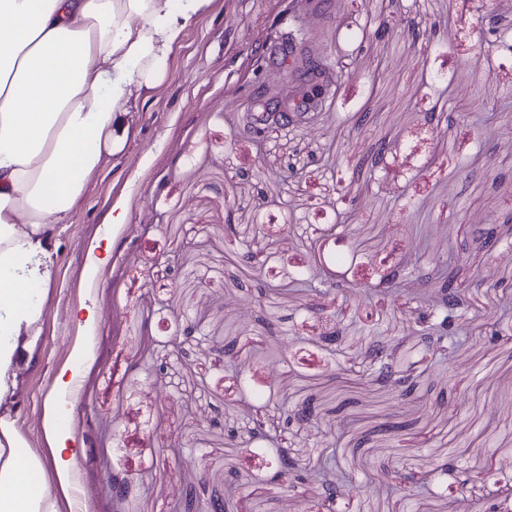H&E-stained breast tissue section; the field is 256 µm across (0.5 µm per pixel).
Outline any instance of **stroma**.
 Instances as JSON below:
<instances>
[{"mask_svg":"<svg viewBox=\"0 0 512 512\" xmlns=\"http://www.w3.org/2000/svg\"><path fill=\"white\" fill-rule=\"evenodd\" d=\"M288 5L213 0L161 64L124 146L88 178L72 223L55 227V277L11 415L50 462L45 400L59 369L78 367L66 427L79 456L59 512H189L192 500L470 512L476 499L512 500V53L481 21L512 26V0H307V37L290 50ZM385 23L395 34H379ZM350 29L369 37L347 43ZM278 52L299 86L316 65L341 72L312 115L316 134L249 128L251 114L285 109L262 75ZM119 204L127 221L114 224ZM474 224L495 229L491 246ZM106 232L112 252L96 273L88 250ZM319 252L356 254L341 286L282 291ZM441 261L465 334L444 355L406 333L422 299L378 285L408 266L434 277ZM85 304L99 317L76 324ZM390 343L413 351L399 399L368 371ZM247 383L274 390L262 416L241 406ZM297 407L313 426L285 424ZM258 419L299 464L328 458L371 494L329 501L297 472L266 482V457L245 445ZM445 458L462 472L434 488L418 480ZM118 471L132 484L124 501L103 491Z\"/></svg>","mask_w":512,"mask_h":512,"instance_id":"1","label":"stroma"}]
</instances>
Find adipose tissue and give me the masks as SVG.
<instances>
[{
  "label": "adipose tissue",
  "instance_id": "ef3b65f1",
  "mask_svg": "<svg viewBox=\"0 0 512 512\" xmlns=\"http://www.w3.org/2000/svg\"><path fill=\"white\" fill-rule=\"evenodd\" d=\"M212 0H0V512H58L78 450L49 400L51 461L19 457L10 418L53 278L54 228L129 136L144 91Z\"/></svg>",
  "mask_w": 512,
  "mask_h": 512
}]
</instances>
